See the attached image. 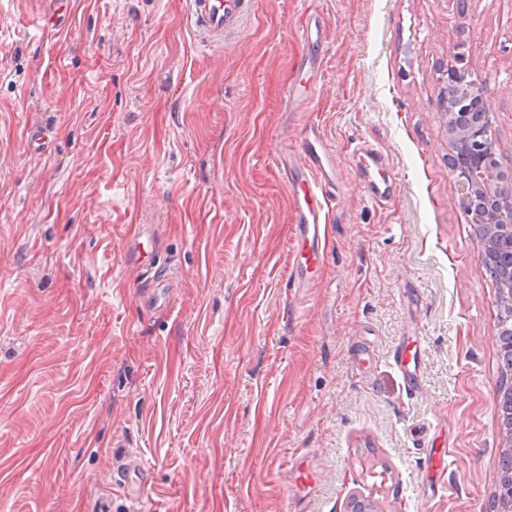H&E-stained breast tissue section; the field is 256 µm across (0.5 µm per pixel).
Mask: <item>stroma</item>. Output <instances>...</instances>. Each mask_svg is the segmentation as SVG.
<instances>
[{"mask_svg": "<svg viewBox=\"0 0 512 512\" xmlns=\"http://www.w3.org/2000/svg\"><path fill=\"white\" fill-rule=\"evenodd\" d=\"M185 9L0 0V512H345L353 495L487 512L497 288L437 96L464 52L512 164V0H254L216 49ZM316 11L328 51L292 104ZM313 126L336 201L323 262L300 270L276 159ZM363 141L394 184L383 207ZM135 457L152 474L137 504L112 481Z\"/></svg>", "mask_w": 512, "mask_h": 512, "instance_id": "1", "label": "stroma"}]
</instances>
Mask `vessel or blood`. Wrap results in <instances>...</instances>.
I'll return each mask as SVG.
<instances>
[{
  "mask_svg": "<svg viewBox=\"0 0 512 512\" xmlns=\"http://www.w3.org/2000/svg\"><path fill=\"white\" fill-rule=\"evenodd\" d=\"M251 0H186V24L209 47H220L224 39L241 25ZM309 52L303 59L308 70L322 69L326 41L322 15L309 16L305 29ZM283 169H298L304 176V185L293 191V207L300 224L299 254L317 257L324 254L327 245L322 224L331 209L328 186L333 177L334 162L331 150L318 128H311L300 150L285 153L278 159ZM118 485L131 501L142 500L151 482L149 468L140 460H132L115 477Z\"/></svg>",
  "mask_w": 512,
  "mask_h": 512,
  "instance_id": "vessel-or-blood-1",
  "label": "vessel or blood"
}]
</instances>
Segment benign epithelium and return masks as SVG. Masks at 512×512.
I'll list each match as a JSON object with an SVG mask.
<instances>
[{
  "label": "benign epithelium",
  "instance_id": "obj_1",
  "mask_svg": "<svg viewBox=\"0 0 512 512\" xmlns=\"http://www.w3.org/2000/svg\"><path fill=\"white\" fill-rule=\"evenodd\" d=\"M443 70L438 106L445 117L448 167L473 224L480 260L498 258L499 321L512 325V167L497 158L486 82L462 52Z\"/></svg>",
  "mask_w": 512,
  "mask_h": 512
}]
</instances>
